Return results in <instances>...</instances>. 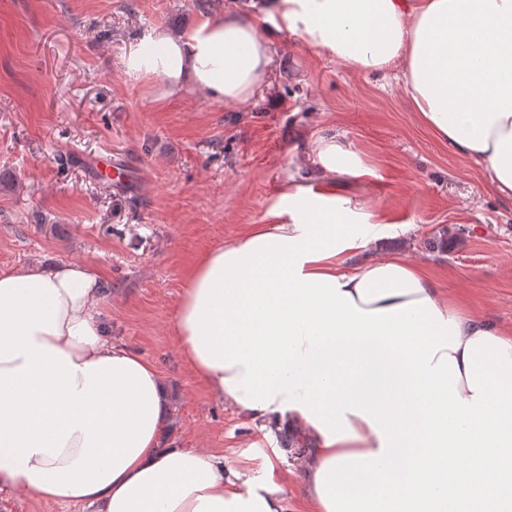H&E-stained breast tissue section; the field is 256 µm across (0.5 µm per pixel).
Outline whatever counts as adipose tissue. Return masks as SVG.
<instances>
[{
    "mask_svg": "<svg viewBox=\"0 0 512 512\" xmlns=\"http://www.w3.org/2000/svg\"><path fill=\"white\" fill-rule=\"evenodd\" d=\"M288 34L353 71L401 72L421 124L512 200V0H267L179 35L145 29L123 64L165 98L190 84L241 103ZM317 155L325 173L373 174L333 139ZM370 219L325 188L280 195L191 271L180 356L265 437L306 444V512H512V329L403 257L342 270ZM100 294L79 263L0 273V489L97 512H288L283 450L258 479L159 446L160 374L112 346Z\"/></svg>",
    "mask_w": 512,
    "mask_h": 512,
    "instance_id": "ef3b65f1",
    "label": "adipose tissue"
}]
</instances>
